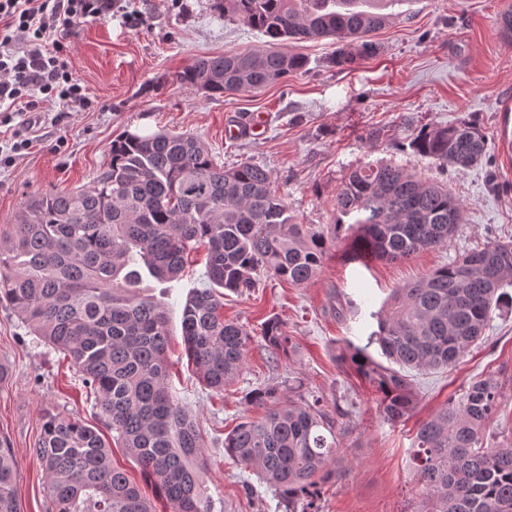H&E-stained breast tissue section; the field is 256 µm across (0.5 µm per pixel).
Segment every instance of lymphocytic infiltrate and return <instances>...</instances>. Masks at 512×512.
<instances>
[{"mask_svg":"<svg viewBox=\"0 0 512 512\" xmlns=\"http://www.w3.org/2000/svg\"><path fill=\"white\" fill-rule=\"evenodd\" d=\"M118 16L134 23L133 0H0V119L25 127L41 101L88 108L66 41L81 20Z\"/></svg>","mask_w":512,"mask_h":512,"instance_id":"1","label":"lymphocytic infiltrate"}]
</instances>
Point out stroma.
<instances>
[{
  "label": "stroma",
  "mask_w": 512,
  "mask_h": 512,
  "mask_svg": "<svg viewBox=\"0 0 512 512\" xmlns=\"http://www.w3.org/2000/svg\"><path fill=\"white\" fill-rule=\"evenodd\" d=\"M505 0H394L396 18L372 35L378 52L355 67L327 69L328 41L293 45L307 60L304 72L255 92L208 99L177 88L176 74L199 57L263 45L264 36L213 13L210 0H136L139 25L118 17L81 21L68 40V58L92 101L89 110L60 116L48 102L30 131L31 148L0 168V225L12 223L33 195L93 186L123 131L188 133L215 159L232 166L248 160L268 169L300 224H330L346 174L366 163L394 162L448 185L464 207L465 222L448 245L391 262L353 261L335 247L307 286L260 276L255 290L224 294V317L252 332L246 364L223 393L200 381L181 336L182 309L191 289L203 287L206 251L193 253L184 277L162 284L144 277L138 291L164 302L171 331L168 384L204 441L202 472L213 512H281L273 491L224 451V438L242 418L257 419L251 391L295 378L301 397L334 411L341 447L339 475L325 485L321 512H421L423 495L410 454L419 425L471 382L496 381L502 397L486 428L497 447L512 428V313L494 316L478 347L450 371L415 370L416 405L406 421L380 413L382 395L336 355L368 346L377 315L395 289L452 262L487 241L512 240V44L497 18ZM262 115L261 136L229 139L225 128ZM477 119L487 137L486 157L458 171L413 155L406 144L424 125ZM278 318L297 346L273 360L260 328ZM0 439L17 460L21 512H51L45 476L30 453L45 413L97 425L94 398L63 354L33 335L0 305Z\"/></svg>",
  "instance_id": "35a3bbf8"
}]
</instances>
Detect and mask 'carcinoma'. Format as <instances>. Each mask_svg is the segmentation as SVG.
I'll list each match as a JSON object with an SVG mask.
<instances>
[{
  "label": "carcinoma",
  "instance_id": "obj_1",
  "mask_svg": "<svg viewBox=\"0 0 512 512\" xmlns=\"http://www.w3.org/2000/svg\"><path fill=\"white\" fill-rule=\"evenodd\" d=\"M367 0H211L215 13L261 32L259 47L199 58L176 75L180 89L208 97L253 92L306 69L284 45L328 40L327 66L347 69L376 54L370 34L390 25ZM413 154L443 168H470L485 156L474 119L422 127ZM109 163L90 188L33 198L0 233V305L64 353L94 395L101 427L47 413L32 448L53 512H152L142 489L112 463L102 430L114 433L164 497L168 512H213L202 478L204 444L168 386L169 324L163 302L137 294L143 266L159 282L177 281L189 255L207 250L208 285L182 311L185 353L216 393L242 371L246 326L224 320L215 287L244 294L264 272L304 287L337 243L386 261H405L448 244L463 207L448 186L394 163L352 169L336 193V221L298 224L271 173L249 161L224 168L186 133L127 132L112 141ZM512 241L493 240L397 290L367 346L340 350V361L383 395L381 414L401 422L415 407L408 370L455 367L482 340L496 312L512 310ZM262 339L274 357L294 351L282 323ZM378 344L398 368L374 360ZM500 391L474 381L424 421L413 469L422 512H512V437L485 449L486 423ZM265 409L224 438V450L281 497L285 512H318L336 481L340 440L320 400L299 404L279 382L254 391ZM0 512H20L16 462L0 442Z\"/></svg>",
  "mask_w": 512,
  "mask_h": 512
}]
</instances>
